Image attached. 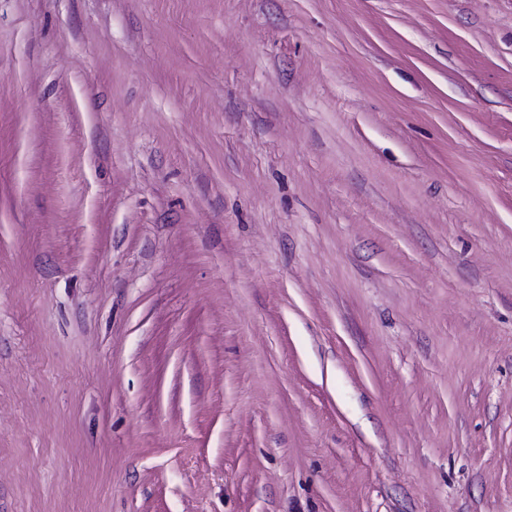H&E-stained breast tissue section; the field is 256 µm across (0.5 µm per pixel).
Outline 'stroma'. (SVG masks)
I'll return each mask as SVG.
<instances>
[{"label": "stroma", "mask_w": 512, "mask_h": 512, "mask_svg": "<svg viewBox=\"0 0 512 512\" xmlns=\"http://www.w3.org/2000/svg\"><path fill=\"white\" fill-rule=\"evenodd\" d=\"M0 512H512V0H0Z\"/></svg>", "instance_id": "stroma-1"}]
</instances>
